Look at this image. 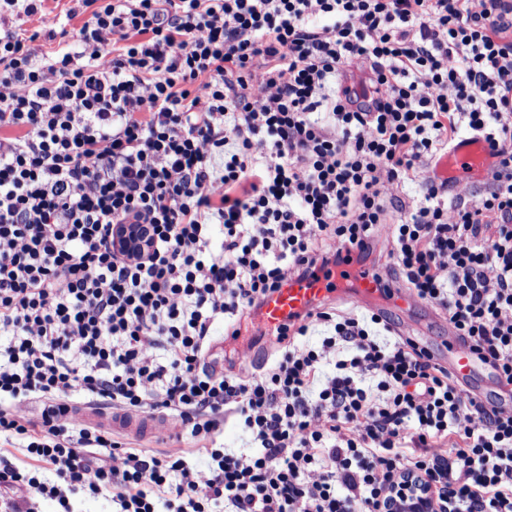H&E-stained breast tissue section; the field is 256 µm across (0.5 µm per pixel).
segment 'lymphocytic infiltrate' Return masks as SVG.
<instances>
[{
  "instance_id": "obj_1",
  "label": "lymphocytic infiltrate",
  "mask_w": 512,
  "mask_h": 512,
  "mask_svg": "<svg viewBox=\"0 0 512 512\" xmlns=\"http://www.w3.org/2000/svg\"><path fill=\"white\" fill-rule=\"evenodd\" d=\"M43 2L0 0L40 20L0 37V442L30 461L0 451V507L387 512L412 475L440 512H512V410L379 313L318 307L259 374L202 362L216 322L238 337L289 279L380 240L393 286L512 385V0H74L73 32ZM465 135L494 159L478 198L436 171ZM116 224L151 251L113 250ZM99 400L167 415L203 461L80 423ZM228 414L248 451L217 444ZM72 512H113L117 506L112 504L111 492L105 491L97 497L74 496L70 499Z\"/></svg>"
}]
</instances>
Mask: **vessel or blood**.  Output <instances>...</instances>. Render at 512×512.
<instances>
[{"label": "vessel or blood", "instance_id": "1", "mask_svg": "<svg viewBox=\"0 0 512 512\" xmlns=\"http://www.w3.org/2000/svg\"><path fill=\"white\" fill-rule=\"evenodd\" d=\"M488 160L487 144L481 139L467 137L452 147L444 163L448 167L449 177L463 179L476 173H488ZM342 271L347 279L355 282L356 293L345 295L338 280L332 279L321 268H314L307 277L289 280L286 286L267 298L262 308L263 327L301 322L321 303L329 305L348 299L354 305L370 307L372 299L381 294V271L356 258L343 264ZM429 349L447 363L449 371L469 395L506 410L512 409V387L504 384L495 392L490 385L482 382V363L459 336L449 334L448 338L430 344ZM107 419L113 428L133 435L158 434L167 428L165 422L127 415L119 410L111 411Z\"/></svg>", "mask_w": 512, "mask_h": 512}]
</instances>
